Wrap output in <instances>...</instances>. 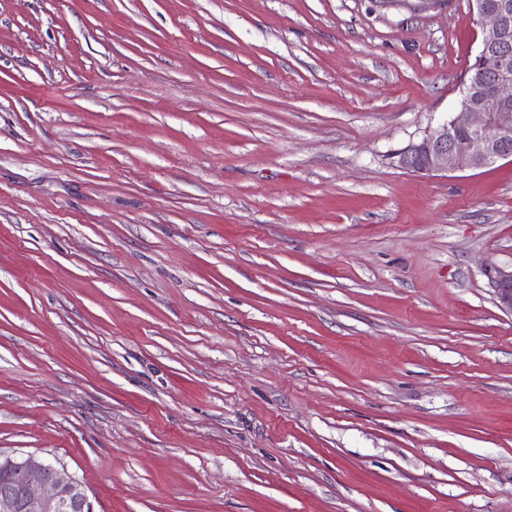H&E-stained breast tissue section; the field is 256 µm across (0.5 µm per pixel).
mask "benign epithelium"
Masks as SVG:
<instances>
[{
    "label": "benign epithelium",
    "instance_id": "obj_1",
    "mask_svg": "<svg viewBox=\"0 0 512 512\" xmlns=\"http://www.w3.org/2000/svg\"><path fill=\"white\" fill-rule=\"evenodd\" d=\"M482 25L475 75L453 116L397 152L398 167L418 174L465 172L512 159V0H473ZM497 307L512 315V265L484 267ZM0 512H95L85 485L60 464L0 452Z\"/></svg>",
    "mask_w": 512,
    "mask_h": 512
}]
</instances>
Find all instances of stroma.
<instances>
[{
    "instance_id": "1",
    "label": "stroma",
    "mask_w": 512,
    "mask_h": 512,
    "mask_svg": "<svg viewBox=\"0 0 512 512\" xmlns=\"http://www.w3.org/2000/svg\"><path fill=\"white\" fill-rule=\"evenodd\" d=\"M471 0H0V451L96 512H512V160L417 175ZM484 275L493 290L497 307L512 315V264H487L484 267Z\"/></svg>"
}]
</instances>
